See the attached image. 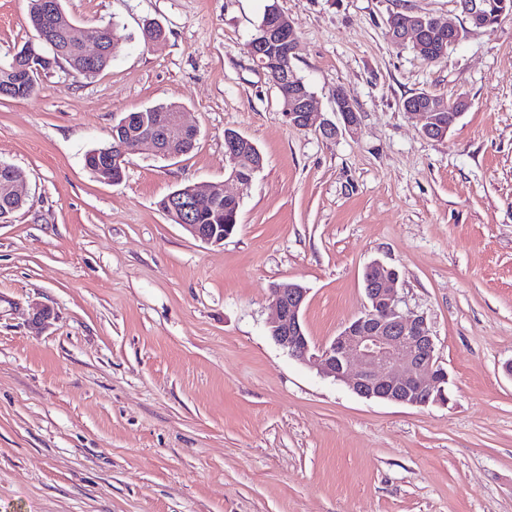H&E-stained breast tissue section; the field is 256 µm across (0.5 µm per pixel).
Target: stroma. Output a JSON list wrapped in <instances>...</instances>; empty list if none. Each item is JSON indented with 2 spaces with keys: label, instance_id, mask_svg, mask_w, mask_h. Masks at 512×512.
<instances>
[{
  "label": "stroma",
  "instance_id": "35a3bbf8",
  "mask_svg": "<svg viewBox=\"0 0 512 512\" xmlns=\"http://www.w3.org/2000/svg\"><path fill=\"white\" fill-rule=\"evenodd\" d=\"M273 2L315 111L344 89L357 131L287 123L250 46ZM64 5L81 38L117 22L120 48L95 77L0 97V160L30 195L0 224V512H512V15L429 62L386 21L465 27L455 0ZM149 22L165 41L144 43ZM34 37L28 0H0V62ZM419 92L468 100L445 138L403 112ZM171 102L190 153L141 151L117 183L86 167L122 118ZM229 129L264 165L211 246L159 203L186 183L238 192ZM375 260L426 315L449 404L360 397L269 335L271 289L295 282L308 338L331 342Z\"/></svg>",
  "mask_w": 512,
  "mask_h": 512
}]
</instances>
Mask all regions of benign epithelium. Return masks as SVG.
<instances>
[{
    "label": "benign epithelium",
    "instance_id": "7a95c632",
    "mask_svg": "<svg viewBox=\"0 0 512 512\" xmlns=\"http://www.w3.org/2000/svg\"><path fill=\"white\" fill-rule=\"evenodd\" d=\"M459 6L474 28L491 25L479 0H457ZM387 28L399 44L411 42L415 48L427 47V36L434 30L448 37L449 44L455 45L463 38L461 29L428 15L413 13L396 17L390 15ZM93 50L84 43L70 37V44L80 57L87 62L96 61L105 54L101 41L90 38ZM288 43L294 46V29L287 16L283 15L269 25L263 38L251 42L254 58H259L272 47ZM47 62V72H52L53 59L39 58V63H12L14 84L33 79L42 73L40 63ZM463 111L467 100L460 98L450 105L435 95H415L407 99L402 108L406 114L422 122L424 136L440 138L447 134L441 123L442 113L448 108ZM335 112L341 116V124L328 119L318 120L313 112V94L299 88L285 96L283 114L294 127L309 129L318 127L326 139H334L341 129L357 130L358 113L349 93L336 97ZM114 130L127 132L131 147L123 144L112 148L111 156L99 165L98 174L111 178L121 172L128 156L149 146L154 152L171 159L181 156L177 143L183 139H196L198 131L182 120V112H166L148 119L147 116L125 118ZM225 160L229 165L228 180L238 186L239 193L227 194L206 185L191 184L172 192L169 196L168 217L180 223L191 235L210 245L224 242V231L218 224H193L192 214L205 206H212L224 199H240V193L248 190L253 178L240 175L237 160L243 149H257L247 137L239 133L224 135ZM400 272L393 266L380 261L370 263L364 271L363 284L367 299L361 315L345 323L334 339L325 345H314L306 336L301 311L307 297V290L291 283L279 285L272 292L275 317L268 323L273 340L293 358L317 368L320 373L345 383L354 393L367 399L389 403L424 407L429 404H447L445 383L448 373L440 365L432 330L423 314L405 310L397 292Z\"/></svg>",
    "mask_w": 512,
    "mask_h": 512
}]
</instances>
